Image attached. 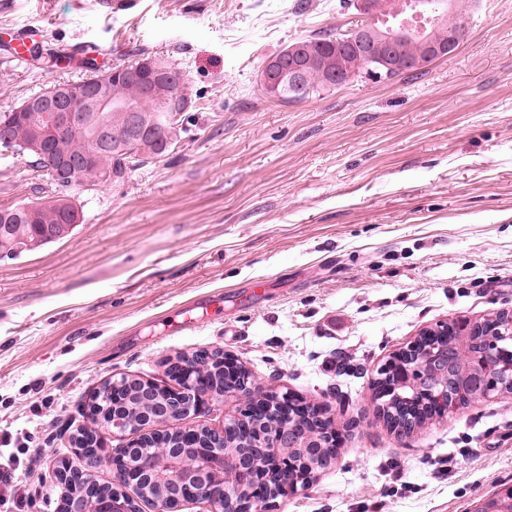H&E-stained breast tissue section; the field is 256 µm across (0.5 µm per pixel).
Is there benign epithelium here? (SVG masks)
Here are the masks:
<instances>
[{
	"label": "benign epithelium",
	"instance_id": "obj_1",
	"mask_svg": "<svg viewBox=\"0 0 512 512\" xmlns=\"http://www.w3.org/2000/svg\"><path fill=\"white\" fill-rule=\"evenodd\" d=\"M356 7L365 16V22L355 29L349 42L336 43L329 55L306 56L298 47L291 46L264 63L262 82L268 97L282 99L290 93L304 92L307 73L312 69L320 70L329 85L334 81L347 83L359 74V68L349 60L354 54L364 63L374 65L367 73L377 78L382 68L387 74L421 70L451 55L465 36V27L454 24L448 25L447 39H435L422 23L415 22L420 15L415 3L411 5L413 19L403 18L388 27L381 25V21L388 15L396 17L401 13V0H356ZM413 39L423 45L424 55L401 59L398 45ZM118 73L139 85L144 101H167L175 97L183 105L190 102L187 89L175 95L171 93L170 70L156 62L143 60L120 68ZM110 111L112 100L105 85H58L14 108L0 122V140L8 139L18 112L38 113L33 130L36 140L41 141L61 130L86 127L91 120L100 118V113ZM125 112L123 132L100 140L101 145L116 147L121 140L142 145L151 139L141 109L129 106ZM98 154L97 149L66 154L56 159L55 166L68 182L82 181L86 172L96 170ZM472 327L477 332L486 328L493 335L511 336L512 315L492 316L473 323ZM451 333L452 324L448 322L424 329L421 335L425 339L408 344L384 363L379 369L377 400L382 404L391 401L398 409L419 418L431 403L448 400V369L434 376L429 367L435 358L431 343L444 340ZM174 365L186 385L164 388L170 404L162 416L153 417L146 425L125 419L113 409L106 412L98 399L92 400L91 410L98 421L111 420L112 433L132 435L130 447L146 448L148 452L115 457L111 462L113 481L108 484L90 479L81 468L58 467L57 479L65 489V512H139V495L146 486L158 491L151 499L153 512H180L184 503L195 500L217 505L222 512H269L271 500L283 492L281 471L285 463L292 459L301 463L298 477L306 482L326 465L323 458L312 455L311 449L334 445L332 429L316 427L305 435L302 443L291 446L284 443L298 421V416L289 410L288 394L266 391L258 404L256 393L261 391V384L248 375L239 385L231 382L213 389H197L191 375L193 368L182 361ZM221 398L245 403L239 416L229 420L244 436L256 420L269 418L268 433L257 436L253 444L257 452L251 455L242 452L239 442L224 440L222 430L216 432L217 439L207 440L200 428L186 432L195 441L191 452L170 447L166 438L176 431L168 429V423L196 415L206 401Z\"/></svg>",
	"mask_w": 512,
	"mask_h": 512
}]
</instances>
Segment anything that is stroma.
I'll return each instance as SVG.
<instances>
[{"label":"stroma","instance_id":"1","mask_svg":"<svg viewBox=\"0 0 512 512\" xmlns=\"http://www.w3.org/2000/svg\"><path fill=\"white\" fill-rule=\"evenodd\" d=\"M457 3L469 23L448 57L282 105L263 62L362 23L346 0H0V112L83 78L54 64L79 42L110 67L165 58L194 99L170 154L72 189L70 237L0 259V462H20L0 512H59L94 392L170 386L168 360L202 350L332 421L334 460L272 512H479L512 486V393L403 437L374 400L423 328L512 312V0ZM20 27L37 50L23 63ZM54 193L0 157V206ZM253 287L257 305L239 302ZM189 307L198 328L168 331Z\"/></svg>","mask_w":512,"mask_h":512}]
</instances>
